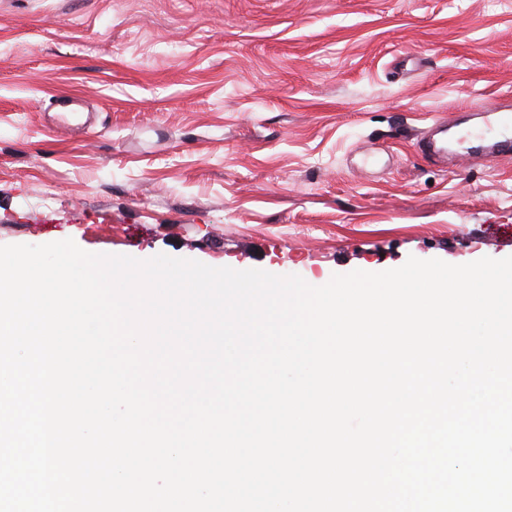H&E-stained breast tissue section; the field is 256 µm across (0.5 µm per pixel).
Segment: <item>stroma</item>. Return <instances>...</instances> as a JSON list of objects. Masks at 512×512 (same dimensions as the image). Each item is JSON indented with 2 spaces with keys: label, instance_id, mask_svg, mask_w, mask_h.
<instances>
[{
  "label": "stroma",
  "instance_id": "1",
  "mask_svg": "<svg viewBox=\"0 0 512 512\" xmlns=\"http://www.w3.org/2000/svg\"><path fill=\"white\" fill-rule=\"evenodd\" d=\"M511 98L512 0H0V245L310 284L512 256V159L416 146Z\"/></svg>",
  "mask_w": 512,
  "mask_h": 512
}]
</instances>
